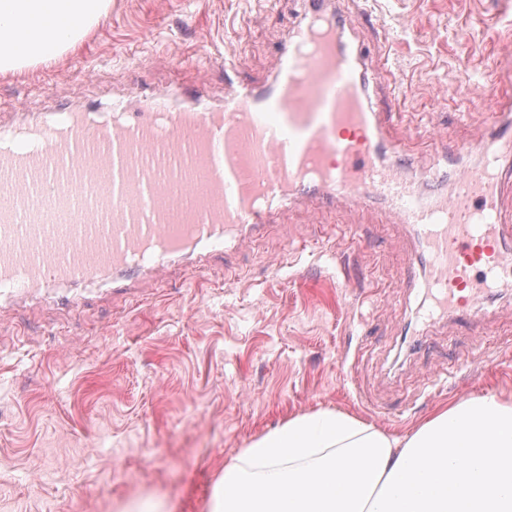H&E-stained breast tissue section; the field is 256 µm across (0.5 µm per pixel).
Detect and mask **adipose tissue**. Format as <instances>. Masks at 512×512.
Returning a JSON list of instances; mask_svg holds the SVG:
<instances>
[{
  "label": "adipose tissue",
  "instance_id": "obj_1",
  "mask_svg": "<svg viewBox=\"0 0 512 512\" xmlns=\"http://www.w3.org/2000/svg\"><path fill=\"white\" fill-rule=\"evenodd\" d=\"M112 0H0V75L61 57ZM211 512H512V398L440 405L402 436L335 409L288 418L224 468Z\"/></svg>",
  "mask_w": 512,
  "mask_h": 512
}]
</instances>
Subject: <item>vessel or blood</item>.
Returning <instances> with one entry per match:
<instances>
[{
	"label": "vessel or blood",
	"instance_id": "vessel-or-blood-1",
	"mask_svg": "<svg viewBox=\"0 0 512 512\" xmlns=\"http://www.w3.org/2000/svg\"><path fill=\"white\" fill-rule=\"evenodd\" d=\"M241 63L226 52L217 109L17 113L15 141L0 144V288L78 286L108 271L128 295L156 269L205 267L226 235H258L272 198L307 194L381 202L413 229L407 280L426 320L476 317L480 297L512 287V88L496 94L481 165L408 179L385 160L404 146L386 136L398 111L373 104L382 62L338 0H302L268 86L241 79ZM443 178L447 191H420Z\"/></svg>",
	"mask_w": 512,
	"mask_h": 512
}]
</instances>
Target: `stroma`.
Instances as JSON below:
<instances>
[{
    "label": "stroma",
    "instance_id": "obj_1",
    "mask_svg": "<svg viewBox=\"0 0 512 512\" xmlns=\"http://www.w3.org/2000/svg\"><path fill=\"white\" fill-rule=\"evenodd\" d=\"M386 57L375 92L401 117L406 172L485 140L490 97L512 74L496 39L512 0H345ZM291 0H112L56 61L0 76V112L137 104L178 83L224 101L226 51L270 82ZM409 229L378 206L274 203L254 238H227L200 275L172 266L127 299L110 281L76 310L45 295L0 303V512H209L224 467L288 417L331 408L401 435L443 403L512 397V290L477 319L408 326Z\"/></svg>",
    "mask_w": 512,
    "mask_h": 512
}]
</instances>
